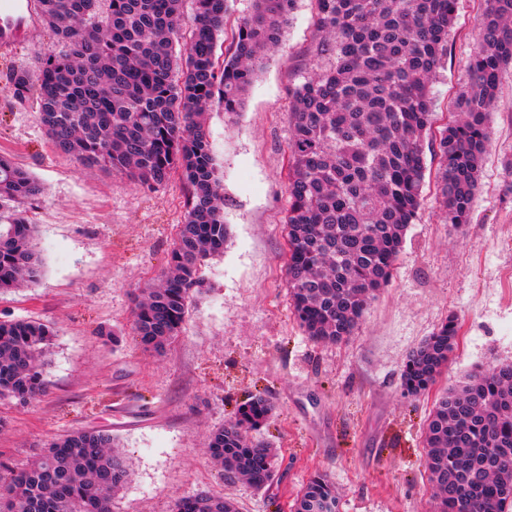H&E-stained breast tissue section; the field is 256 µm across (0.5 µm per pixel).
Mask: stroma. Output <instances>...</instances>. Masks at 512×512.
Here are the masks:
<instances>
[{
    "instance_id": "1",
    "label": "stroma",
    "mask_w": 512,
    "mask_h": 512,
    "mask_svg": "<svg viewBox=\"0 0 512 512\" xmlns=\"http://www.w3.org/2000/svg\"><path fill=\"white\" fill-rule=\"evenodd\" d=\"M314 0H295L282 41L237 117L220 104L205 119L224 184L228 237L201 269L179 337L160 355L131 335L133 296L163 273L184 221L185 184L175 173L144 189L58 154L35 102L18 103L10 75L36 68L54 39L32 28L0 53V155L46 188L28 210L42 260L35 283L0 293V320L35 318L54 345L39 401L0 402V459L30 463L74 430L111 434L130 461L112 512H174L206 492L239 512H290L315 473L336 485V512H435L424 467L423 429L439 392L477 370L512 363V69L500 76L470 224L453 229L439 207L432 154L424 156L422 201L393 277L348 340L323 344L300 328L286 276L285 174L288 89L318 59ZM481 22L477 0H460L450 47L432 84L435 127L468 81ZM460 331L433 391L401 392L411 351L448 315ZM273 405L257 441L275 448L273 480L258 489L229 482L206 452L210 432L256 393Z\"/></svg>"
}]
</instances>
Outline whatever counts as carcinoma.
<instances>
[{"instance_id": "obj_1", "label": "carcinoma", "mask_w": 512, "mask_h": 512, "mask_svg": "<svg viewBox=\"0 0 512 512\" xmlns=\"http://www.w3.org/2000/svg\"><path fill=\"white\" fill-rule=\"evenodd\" d=\"M41 20L62 49L37 69L15 70V99L34 97L54 150L84 168L104 166L148 189L179 170L186 214L161 283L135 295L132 333L161 354L179 335L200 269L224 250L222 180L204 112L215 100L238 115L257 73L280 42L294 0H254L232 51L216 59L226 0H40ZM317 55L326 65L289 89L287 281L291 305L312 340H347L392 277L417 217L423 141L434 122L432 78L448 52L459 0H316ZM469 57L471 85L431 140L447 223H469L490 146L488 118L503 69L512 67V0H482ZM190 25L183 53L176 43ZM45 186L0 155V293L40 273L35 225L20 205ZM459 333L454 315L414 349L401 374L418 397L448 368ZM52 329L0 320V399L33 402L46 390ZM272 412L258 393L207 442L227 481L257 488L273 478L272 449L255 441ZM425 467L438 512H512V364L468 376L436 398L427 419ZM129 462L103 431L53 440L31 466L0 462V512H110ZM336 486L315 475L293 512H336ZM175 512H237L229 497L197 494Z\"/></svg>"}]
</instances>
